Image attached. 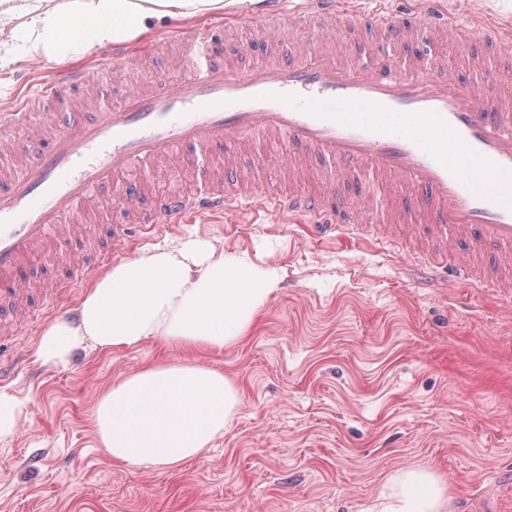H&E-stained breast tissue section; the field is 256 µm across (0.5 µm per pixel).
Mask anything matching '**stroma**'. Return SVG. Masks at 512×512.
Listing matches in <instances>:
<instances>
[{
	"instance_id": "stroma-1",
	"label": "stroma",
	"mask_w": 512,
	"mask_h": 512,
	"mask_svg": "<svg viewBox=\"0 0 512 512\" xmlns=\"http://www.w3.org/2000/svg\"><path fill=\"white\" fill-rule=\"evenodd\" d=\"M232 19L224 64L244 67L288 57L310 44L305 29ZM182 50L141 58L105 73L103 95L84 119L111 109L127 86L180 81ZM57 63L18 59L0 71V106L16 104ZM264 192L286 190L279 147L260 139L242 153ZM180 155L175 170L149 180L142 222L158 195L190 189ZM304 189L333 190L350 211L411 209L408 192L390 196L364 172L336 182L337 163L311 157ZM189 238L228 255L274 265L280 282L256 326L221 350L184 353L158 341L103 352L88 346L63 366L34 355L52 320L75 317L85 293L56 299L48 315L17 338H0L10 369L0 388L23 400L16 434L0 441V512H372L388 480L405 471L442 478L447 512H512V297L470 288L456 276L431 288L403 276L413 254L316 239L306 221L278 222L247 210L220 222L167 224L135 241L131 255ZM51 261L29 272L26 295L40 297L78 259L75 244L54 245ZM184 357L222 370L241 388L234 420L202 457L169 470H139L96 446L92 410L100 391L146 364Z\"/></svg>"
}]
</instances>
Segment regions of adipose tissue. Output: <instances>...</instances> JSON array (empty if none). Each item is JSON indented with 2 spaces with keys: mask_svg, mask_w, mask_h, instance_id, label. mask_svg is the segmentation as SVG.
Instances as JSON below:
<instances>
[{
  "mask_svg": "<svg viewBox=\"0 0 512 512\" xmlns=\"http://www.w3.org/2000/svg\"><path fill=\"white\" fill-rule=\"evenodd\" d=\"M247 0H0V70L17 58L59 62L136 39L169 19L235 12ZM280 279L276 266L227 256L208 242L155 246L108 268L76 320L45 327L35 356L66 363L84 345L116 350L156 340L189 351L243 337ZM239 390L221 370L190 361L145 366L102 390L93 424L106 457L131 467L179 468L200 458L234 419ZM433 472L389 481L379 512H447Z\"/></svg>",
  "mask_w": 512,
  "mask_h": 512,
  "instance_id": "ef3b65f1",
  "label": "adipose tissue"
}]
</instances>
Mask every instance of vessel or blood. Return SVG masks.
Here are the masks:
<instances>
[{"mask_svg":"<svg viewBox=\"0 0 512 512\" xmlns=\"http://www.w3.org/2000/svg\"><path fill=\"white\" fill-rule=\"evenodd\" d=\"M260 23L287 27L304 23L324 50L247 70L214 63L209 45L224 35L220 24L195 26L178 34L184 52V76L169 88L129 89L109 112L90 124L49 120L34 125L28 146L38 149L43 137L51 148L23 171H13L15 153L3 131L71 88L93 84L97 66L61 69L42 82L19 108H0V291L20 297L23 270L50 257L51 245L74 238L69 222L79 207L97 200L104 209L133 207L136 186L127 174L155 176L161 165L184 152H205L233 139L246 147L255 138L281 147L302 145L338 162V182L350 181L365 168L375 184H406L416 208L410 215L367 213L351 218L328 195L288 191L277 195L245 193L249 177L239 156H224V169L211 172L210 187L199 194L161 195L152 223L116 224L108 241L88 242L92 262H78L55 290L74 287L112 261L123 258L136 233L179 224L203 207L237 212L242 204L276 217L311 218L317 237L332 233L368 237L386 244L405 222L427 225L423 245L436 243L451 230L466 243L451 261L423 263V283L452 266L473 288H496L512 295V279L476 269L483 250L496 249L512 264V112L479 89L491 80L512 76V33L485 22L474 12L447 14L442 0H414L411 14L379 8L368 12L358 0H264ZM371 30L367 59L345 56L337 48L348 30ZM396 32L401 44L443 42L460 48L455 65L404 62L388 50L385 35ZM108 197H98L103 184Z\"/></svg>","mask_w":512,"mask_h":512,"instance_id":"b4317fda","label":"vessel or blood"}]
</instances>
